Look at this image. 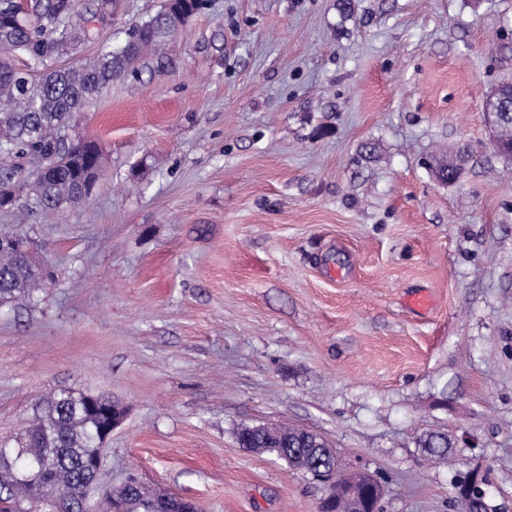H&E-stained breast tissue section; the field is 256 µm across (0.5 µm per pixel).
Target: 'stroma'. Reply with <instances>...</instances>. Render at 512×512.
I'll use <instances>...</instances> for the list:
<instances>
[{"mask_svg": "<svg viewBox=\"0 0 512 512\" xmlns=\"http://www.w3.org/2000/svg\"><path fill=\"white\" fill-rule=\"evenodd\" d=\"M161 3L118 0L99 42ZM356 3L208 0L80 115L103 174L23 227L48 276L0 306V439L72 389L125 410L106 487L318 512L312 475L235 438L293 424L378 476L382 512H457L472 469L512 512V161L483 106L512 0Z\"/></svg>", "mask_w": 512, "mask_h": 512, "instance_id": "stroma-1", "label": "stroma"}]
</instances>
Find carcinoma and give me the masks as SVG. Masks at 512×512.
Returning a JSON list of instances; mask_svg holds the SVG:
<instances>
[{
  "label": "carcinoma",
  "mask_w": 512,
  "mask_h": 512,
  "mask_svg": "<svg viewBox=\"0 0 512 512\" xmlns=\"http://www.w3.org/2000/svg\"><path fill=\"white\" fill-rule=\"evenodd\" d=\"M85 17L74 0H0V186L12 185L10 204L16 223H26L24 199L59 210L87 200L99 169L101 153L86 138L73 139V116L83 111L107 85L156 54L204 8V0H163L160 10L134 23L118 49L103 47L68 67L57 63L78 54L95 40V24L112 15L116 0H95ZM26 58L20 68L14 56ZM497 112L500 155L512 158V87L497 85L488 95ZM43 274L18 252L0 248V303L28 297ZM87 395L63 390L51 397L27 422L24 436L5 447L25 470L40 478L0 487V512H16L24 500L52 497L51 507L68 505L81 512L83 490L94 480L87 459L99 451V421L86 409ZM236 440L243 448L275 456L288 467L312 475L335 465L317 433L294 426L241 427ZM448 435L430 433L421 447L437 459L448 457ZM165 512H198V508L165 492H154ZM105 512H152L149 502L125 484L106 498Z\"/></svg>",
  "instance_id": "cac0c4a2"
}]
</instances>
